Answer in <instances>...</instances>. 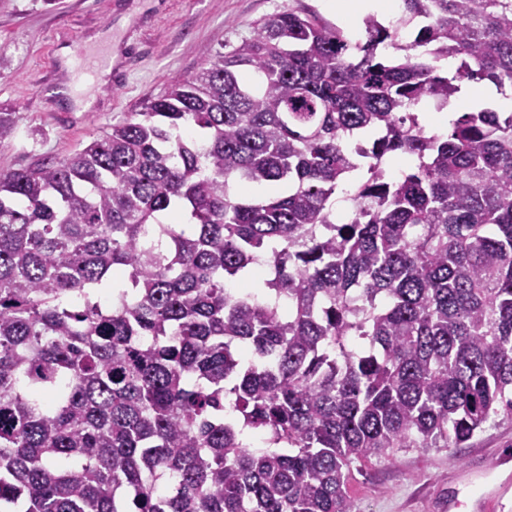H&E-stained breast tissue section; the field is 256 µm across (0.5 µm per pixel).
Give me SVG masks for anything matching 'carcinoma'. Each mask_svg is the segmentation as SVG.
<instances>
[{"label": "carcinoma", "mask_w": 512, "mask_h": 512, "mask_svg": "<svg viewBox=\"0 0 512 512\" xmlns=\"http://www.w3.org/2000/svg\"><path fill=\"white\" fill-rule=\"evenodd\" d=\"M401 13L283 9L0 175V512H352L353 463L512 420V112L417 111L512 89V0Z\"/></svg>", "instance_id": "carcinoma-1"}]
</instances>
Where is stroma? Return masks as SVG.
<instances>
[{"label":"stroma","mask_w":512,"mask_h":512,"mask_svg":"<svg viewBox=\"0 0 512 512\" xmlns=\"http://www.w3.org/2000/svg\"><path fill=\"white\" fill-rule=\"evenodd\" d=\"M286 3L337 20L324 0H0V110L15 115L11 135L0 139V173L83 148L122 113L192 76L205 50L237 43ZM100 31L111 32L128 60L124 80L97 85L89 111H44L58 83L80 81L63 65L62 45ZM507 476L512 420L487 426L454 453L412 448L354 466L348 494L353 512H478L485 484Z\"/></svg>","instance_id":"obj_1"}]
</instances>
